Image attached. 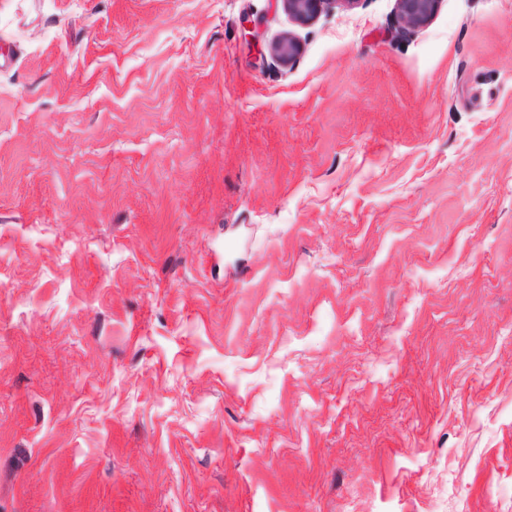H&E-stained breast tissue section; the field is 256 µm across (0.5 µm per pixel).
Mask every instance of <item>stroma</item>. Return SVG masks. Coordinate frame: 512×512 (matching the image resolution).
<instances>
[{"mask_svg":"<svg viewBox=\"0 0 512 512\" xmlns=\"http://www.w3.org/2000/svg\"><path fill=\"white\" fill-rule=\"evenodd\" d=\"M397 15L0 0V512H512V0ZM269 55L279 65L288 67L299 57L302 45L297 36L285 33L269 44Z\"/></svg>","mask_w":512,"mask_h":512,"instance_id":"stroma-1","label":"stroma"}]
</instances>
